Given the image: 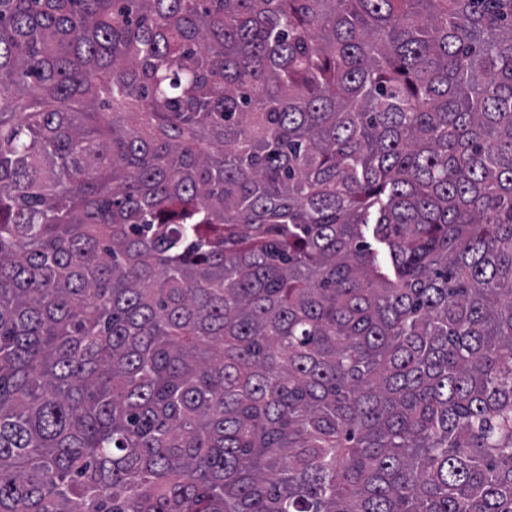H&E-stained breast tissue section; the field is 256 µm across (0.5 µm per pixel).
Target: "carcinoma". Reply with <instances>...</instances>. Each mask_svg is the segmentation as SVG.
<instances>
[{
	"instance_id": "obj_1",
	"label": "carcinoma",
	"mask_w": 512,
	"mask_h": 512,
	"mask_svg": "<svg viewBox=\"0 0 512 512\" xmlns=\"http://www.w3.org/2000/svg\"><path fill=\"white\" fill-rule=\"evenodd\" d=\"M0 512H512V0H0Z\"/></svg>"
}]
</instances>
